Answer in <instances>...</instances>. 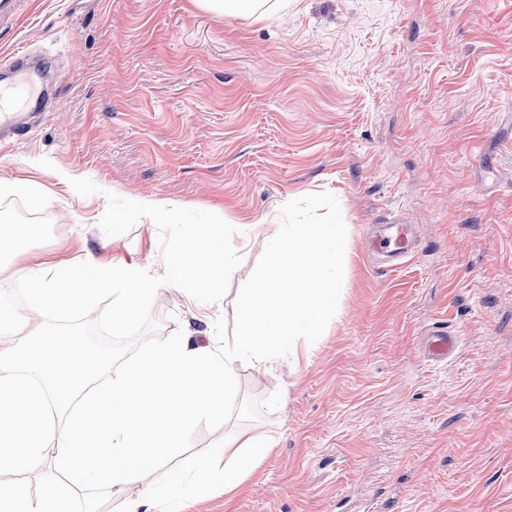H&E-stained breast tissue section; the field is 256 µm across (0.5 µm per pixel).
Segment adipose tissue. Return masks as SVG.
I'll list each match as a JSON object with an SVG mask.
<instances>
[{
    "instance_id": "ef3b65f1",
    "label": "adipose tissue",
    "mask_w": 512,
    "mask_h": 512,
    "mask_svg": "<svg viewBox=\"0 0 512 512\" xmlns=\"http://www.w3.org/2000/svg\"><path fill=\"white\" fill-rule=\"evenodd\" d=\"M268 262L237 301L239 330L223 347L172 336L105 381L65 370L82 347L78 335L47 333L45 314L87 305L91 291L76 268L35 263L15 287L25 313V344L0 343V512H93L87 493L121 498L123 512H182L187 501L223 490L233 495L264 462L275 441L252 430L224 435L221 448L164 486L143 473L178 457L198 421L225 414L239 393L238 366L256 370L296 359L301 344L326 335L344 295L348 253L343 224H268ZM239 250L222 224L192 225L172 260L153 271L121 256L84 254L101 291L112 295L110 328L122 334L161 287L209 295L234 273ZM51 466L59 480L30 492L22 474Z\"/></svg>"
}]
</instances>
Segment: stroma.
Returning <instances> with one entry per match:
<instances>
[{
    "instance_id": "obj_1",
    "label": "stroma",
    "mask_w": 512,
    "mask_h": 512,
    "mask_svg": "<svg viewBox=\"0 0 512 512\" xmlns=\"http://www.w3.org/2000/svg\"><path fill=\"white\" fill-rule=\"evenodd\" d=\"M50 59V116L0 149V219L42 217L18 270L85 252L155 268L189 225L238 235L236 270L207 309L163 287L105 376L178 334L223 345L240 288L266 265L267 224H345L347 288L327 336L296 366L240 370L228 417L201 420L173 467L216 451L227 426L276 446L239 493L183 512H512V0H288L262 18L193 0H29L0 28ZM81 193H73V185ZM181 208L151 225L131 193ZM405 211L418 255L371 265V225ZM461 338L447 364L419 343ZM425 335L427 339L423 347V355L430 362H447L459 347V336L449 331L447 326L435 325L429 328Z\"/></svg>"
}]
</instances>
